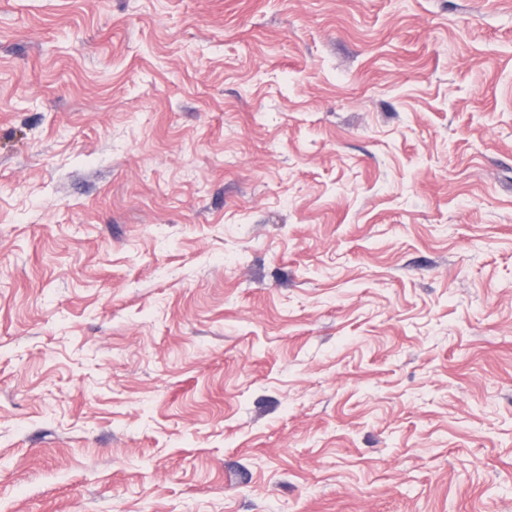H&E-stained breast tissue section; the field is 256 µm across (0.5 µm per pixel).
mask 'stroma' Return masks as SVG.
<instances>
[{
  "instance_id": "stroma-1",
  "label": "stroma",
  "mask_w": 512,
  "mask_h": 512,
  "mask_svg": "<svg viewBox=\"0 0 512 512\" xmlns=\"http://www.w3.org/2000/svg\"><path fill=\"white\" fill-rule=\"evenodd\" d=\"M0 512H512V0H0Z\"/></svg>"
}]
</instances>
